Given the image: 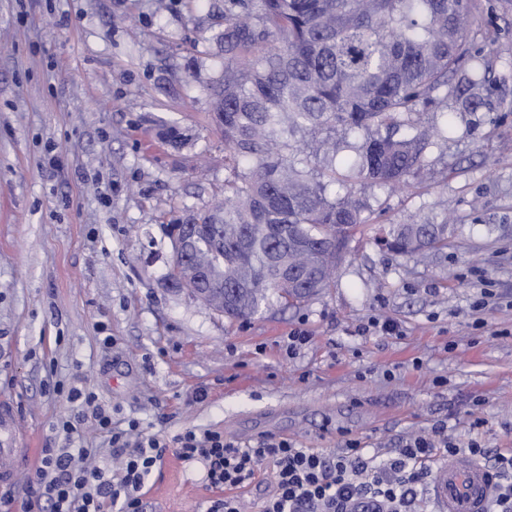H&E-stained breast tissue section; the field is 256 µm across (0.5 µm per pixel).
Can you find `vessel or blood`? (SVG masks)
<instances>
[{
  "instance_id": "obj_1",
  "label": "vessel or blood",
  "mask_w": 512,
  "mask_h": 512,
  "mask_svg": "<svg viewBox=\"0 0 512 512\" xmlns=\"http://www.w3.org/2000/svg\"><path fill=\"white\" fill-rule=\"evenodd\" d=\"M20 433L11 403L0 399V483H22L32 465L17 446ZM493 493L489 471L465 455L439 463L432 474L430 496L435 512H488Z\"/></svg>"
}]
</instances>
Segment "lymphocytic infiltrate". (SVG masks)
<instances>
[{"mask_svg":"<svg viewBox=\"0 0 512 512\" xmlns=\"http://www.w3.org/2000/svg\"><path fill=\"white\" fill-rule=\"evenodd\" d=\"M99 430L106 433L119 470L87 465V448H45L30 479L23 512H142L143 489L153 469L173 449L182 462L201 464L208 484L220 490L206 512H240V492L267 483L260 512H420L425 485L435 464L465 454L491 459L496 492L491 512H512V448L488 457L478 442L459 447L448 438L447 424L430 435L406 440L387 452L368 453L355 439L341 452L301 448L285 438L246 447L216 430L185 429L167 437L144 433L137 421L117 428L104 409L95 408ZM272 477L264 479L263 464Z\"/></svg>","mask_w":512,"mask_h":512,"instance_id":"1","label":"lymphocytic infiltrate"}]
</instances>
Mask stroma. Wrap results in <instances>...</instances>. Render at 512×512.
<instances>
[{
	"instance_id": "stroma-1",
	"label": "stroma",
	"mask_w": 512,
	"mask_h": 512,
	"mask_svg": "<svg viewBox=\"0 0 512 512\" xmlns=\"http://www.w3.org/2000/svg\"><path fill=\"white\" fill-rule=\"evenodd\" d=\"M472 2L492 41L486 109L426 113L453 122V141L430 148L424 183L371 193L377 221L350 241L335 288L242 322L173 287L166 233L224 189L211 120L224 0L160 13L154 0H0V396L22 445L107 453L90 409L66 400L75 384L113 420L170 437L384 452L444 422L459 446L512 448V0ZM169 121L188 145L162 140ZM444 204V252L375 245L379 228L432 222ZM381 316L401 335L366 331ZM298 327L310 340L292 355ZM215 496L169 452L144 512H205Z\"/></svg>"
}]
</instances>
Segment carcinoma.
Masks as SVG:
<instances>
[{"label":"carcinoma","mask_w":512,"mask_h":512,"mask_svg":"<svg viewBox=\"0 0 512 512\" xmlns=\"http://www.w3.org/2000/svg\"><path fill=\"white\" fill-rule=\"evenodd\" d=\"M470 0H224L212 112L224 134V199L167 225L170 276L217 313L247 320L333 284L367 190L411 186L453 138L423 112L485 106ZM163 140L183 147L176 124ZM349 151L336 167V156ZM377 242L448 247L440 224H395Z\"/></svg>","instance_id":"carcinoma-1"}]
</instances>
